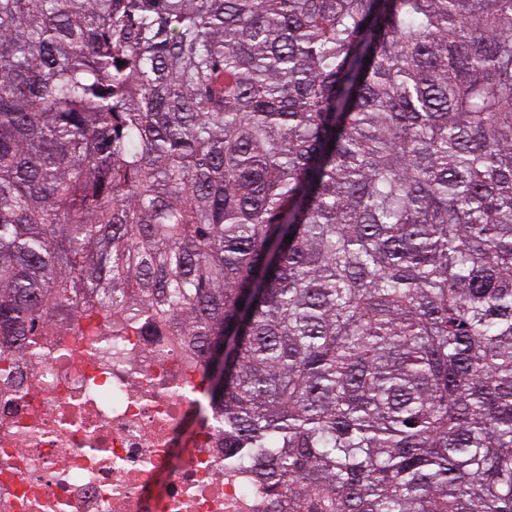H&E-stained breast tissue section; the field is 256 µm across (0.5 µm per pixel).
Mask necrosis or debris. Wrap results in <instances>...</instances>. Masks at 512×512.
Segmentation results:
<instances>
[{
    "label": "necrosis or debris",
    "mask_w": 512,
    "mask_h": 512,
    "mask_svg": "<svg viewBox=\"0 0 512 512\" xmlns=\"http://www.w3.org/2000/svg\"><path fill=\"white\" fill-rule=\"evenodd\" d=\"M203 391L198 350L149 313L47 330L0 372V512H272L251 470L225 471Z\"/></svg>",
    "instance_id": "obj_1"
}]
</instances>
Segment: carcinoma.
Listing matches in <instances>:
<instances>
[{
	"label": "carcinoma",
	"mask_w": 512,
	"mask_h": 512,
	"mask_svg": "<svg viewBox=\"0 0 512 512\" xmlns=\"http://www.w3.org/2000/svg\"><path fill=\"white\" fill-rule=\"evenodd\" d=\"M96 305L284 512H512V0H0L5 370Z\"/></svg>",
	"instance_id": "obj_1"
}]
</instances>
